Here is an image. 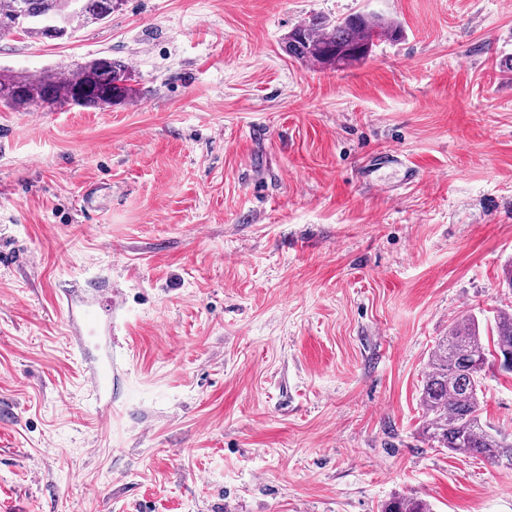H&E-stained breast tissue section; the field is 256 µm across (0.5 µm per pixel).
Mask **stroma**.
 <instances>
[{
    "mask_svg": "<svg viewBox=\"0 0 512 512\" xmlns=\"http://www.w3.org/2000/svg\"><path fill=\"white\" fill-rule=\"evenodd\" d=\"M351 14L402 34L286 53ZM104 55L131 101L0 107V512H512L420 404L449 326L512 305V0H123L0 37L22 75ZM111 289L103 417L67 297ZM482 409L512 430V373ZM79 11L69 15L68 25L73 33L78 29L94 23H101L110 18L112 12L122 5V0H81ZM395 22L362 14L330 22L313 17L295 26L285 38L288 55L323 68H343L370 56L377 41L396 40ZM381 512H432L427 500L417 496H393L381 505Z\"/></svg>",
    "mask_w": 512,
    "mask_h": 512,
    "instance_id": "stroma-1",
    "label": "stroma"
}]
</instances>
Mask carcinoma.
<instances>
[{"instance_id":"carcinoma-1","label":"carcinoma","mask_w":512,"mask_h":512,"mask_svg":"<svg viewBox=\"0 0 512 512\" xmlns=\"http://www.w3.org/2000/svg\"><path fill=\"white\" fill-rule=\"evenodd\" d=\"M69 15L71 31L112 16L122 0H81ZM65 0H0V36L20 29L27 36L52 41L41 25L15 26L25 15L49 18L64 10ZM401 33L395 22L356 14L336 22L313 17L295 26L286 37V51L296 60L323 68H343L370 56L376 42L395 40ZM129 65L100 56L47 78H27L0 71V107L19 111L33 105H68L105 109L125 102L130 94ZM491 326L494 350H489L478 319L467 315L453 322L429 355L420 401L427 420L425 439L455 454L481 456L494 465L512 468V433L483 417L485 368L490 359L512 373V309L500 308ZM381 512H432L427 500L397 495L381 505Z\"/></svg>"}]
</instances>
